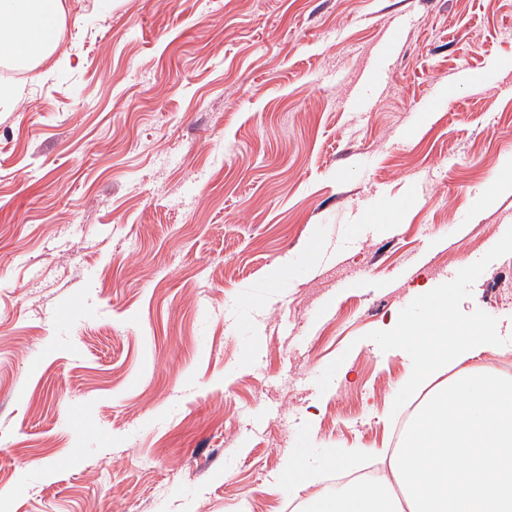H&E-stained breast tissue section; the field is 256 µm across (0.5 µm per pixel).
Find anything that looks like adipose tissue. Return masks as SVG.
<instances>
[{
  "label": "adipose tissue",
  "instance_id": "ef3b65f1",
  "mask_svg": "<svg viewBox=\"0 0 512 512\" xmlns=\"http://www.w3.org/2000/svg\"><path fill=\"white\" fill-rule=\"evenodd\" d=\"M65 17V0H0V55L20 67L45 61L59 47L58 41L47 39V29L52 24L63 25ZM426 307L427 316L418 327L395 318L383 328L387 341L413 353L416 365L411 382L415 387L428 386L439 374L478 353L512 347V336L479 318L458 324L446 291L428 296Z\"/></svg>",
  "mask_w": 512,
  "mask_h": 512
}]
</instances>
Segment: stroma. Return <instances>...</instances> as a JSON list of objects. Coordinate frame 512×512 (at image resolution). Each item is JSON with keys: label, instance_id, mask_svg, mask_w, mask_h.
Returning a JSON list of instances; mask_svg holds the SVG:
<instances>
[{"label": "stroma", "instance_id": "obj_1", "mask_svg": "<svg viewBox=\"0 0 512 512\" xmlns=\"http://www.w3.org/2000/svg\"><path fill=\"white\" fill-rule=\"evenodd\" d=\"M66 8L0 61V512H286L390 457L429 392L383 326L512 329V0Z\"/></svg>", "mask_w": 512, "mask_h": 512}]
</instances>
